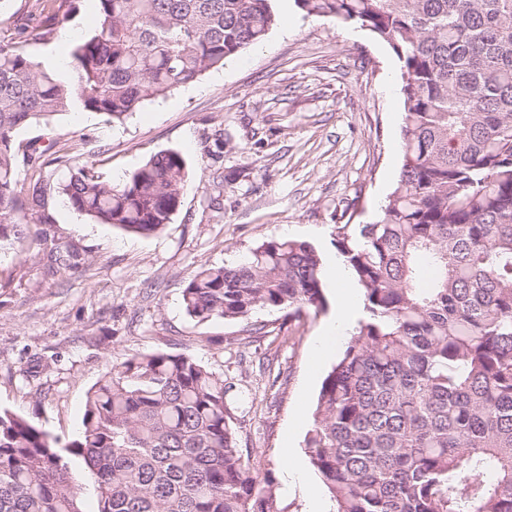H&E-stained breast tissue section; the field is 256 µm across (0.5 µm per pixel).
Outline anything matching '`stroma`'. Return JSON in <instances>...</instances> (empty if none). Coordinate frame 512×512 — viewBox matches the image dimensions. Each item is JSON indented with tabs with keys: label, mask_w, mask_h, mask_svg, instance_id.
I'll list each match as a JSON object with an SVG mask.
<instances>
[{
	"label": "stroma",
	"mask_w": 512,
	"mask_h": 512,
	"mask_svg": "<svg viewBox=\"0 0 512 512\" xmlns=\"http://www.w3.org/2000/svg\"><path fill=\"white\" fill-rule=\"evenodd\" d=\"M35 0H0V45L36 26ZM266 39L223 68L150 99L126 119L88 111L19 128L38 143L44 180L68 176L45 140L83 138L84 152L109 180L127 177L174 150L188 168L171 224L142 236L99 224L47 195L50 223L33 233L83 257L78 271L48 273L25 253L0 254V407L67 440L82 425L86 395L113 365L154 351L183 353L223 376L242 447L261 456L283 512H309L305 491L285 486L296 456L310 488L322 483L304 447L321 383L337 360H314L312 344L336 309L298 318L258 309L242 320L200 322L187 315L182 288L205 266L238 262L261 242H311L323 264L339 262L337 227L371 224L401 166L403 97L399 63L370 32L306 15L276 0ZM93 0H72L69 19L34 44L40 59L67 57L95 24Z\"/></svg>",
	"instance_id": "obj_1"
}]
</instances>
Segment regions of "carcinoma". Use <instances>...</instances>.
<instances>
[{
    "mask_svg": "<svg viewBox=\"0 0 512 512\" xmlns=\"http://www.w3.org/2000/svg\"><path fill=\"white\" fill-rule=\"evenodd\" d=\"M97 26L66 73L0 45V250L38 221L18 190L15 131L74 110L122 120L261 43L274 0H96ZM369 31L400 65L398 180L372 224L337 232L364 317L322 381L305 438L334 512H512V0H295ZM66 0H36L42 36ZM55 187L99 224L152 235L171 223L187 164L161 152L105 179L75 147ZM51 263L81 258L53 246ZM189 316H301L323 305L306 241H264L235 266L204 267ZM224 377L186 354L126 358L89 391L80 434L61 442L0 410V512H282L261 458L240 446Z\"/></svg>",
    "mask_w": 512,
    "mask_h": 512,
    "instance_id": "cac0c4a2",
    "label": "carcinoma"
}]
</instances>
